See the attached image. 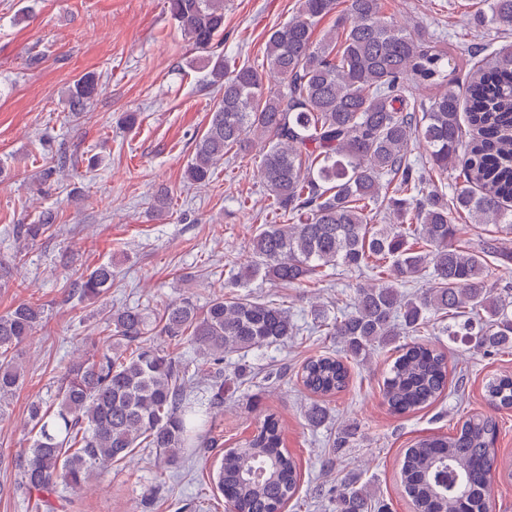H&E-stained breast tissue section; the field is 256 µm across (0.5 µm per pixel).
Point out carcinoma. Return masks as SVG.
<instances>
[{
  "mask_svg": "<svg viewBox=\"0 0 512 512\" xmlns=\"http://www.w3.org/2000/svg\"><path fill=\"white\" fill-rule=\"evenodd\" d=\"M480 25L512 28V0H483ZM167 8L209 69L217 89L208 125L195 144L186 177L209 180L229 150L261 144L259 176L270 205L287 224H265L251 242L252 260L233 277L239 285L265 278L299 286L324 268L373 273L336 314L316 306L317 332L337 338L346 355L305 361L301 382L317 396L306 410L312 426L329 416L324 397L349 385L350 361L366 362L378 349L394 358L383 399L394 414L433 404L448 388V359L428 344H400L435 326L448 337L489 354L512 349L509 289L496 291L489 266L512 263V250L469 248L460 221L503 224L512 231V47L473 68L465 93L448 78L460 58L434 33L394 24L381 0H300L288 22L266 42V66L229 65L224 0H167ZM334 25L315 38L320 22ZM433 87L427 100L417 96ZM99 79L85 74L67 92L70 111L83 112ZM472 131L465 140L464 127ZM418 140L426 161L411 158ZM458 170L453 197L438 185ZM386 212L392 223H381ZM50 213L22 225L35 240L54 224ZM424 288H403L420 280ZM112 264L79 274L70 287L82 300L112 288ZM43 310L21 302L0 315L2 402L23 378L8 357L42 322ZM109 343L85 352L57 380L56 403L30 410L31 444L15 459L18 486L54 512L51 498L79 491L138 448H153L170 464L203 443L202 424L188 397L186 368L146 344L155 333L185 341L215 364L228 353L280 346L300 335L288 308L249 294L214 295L200 309L188 297L168 304L155 325L139 307L110 311ZM495 409L512 408V376L485 385ZM499 423L475 413L449 436H428L404 450L400 482L414 512H488L495 477ZM298 460L283 447L279 419L265 416L252 435L224 450L219 489L232 512H281L298 491ZM371 491L357 477L344 481L334 512H372Z\"/></svg>",
  "mask_w": 512,
  "mask_h": 512,
  "instance_id": "obj_1",
  "label": "carcinoma"
}]
</instances>
